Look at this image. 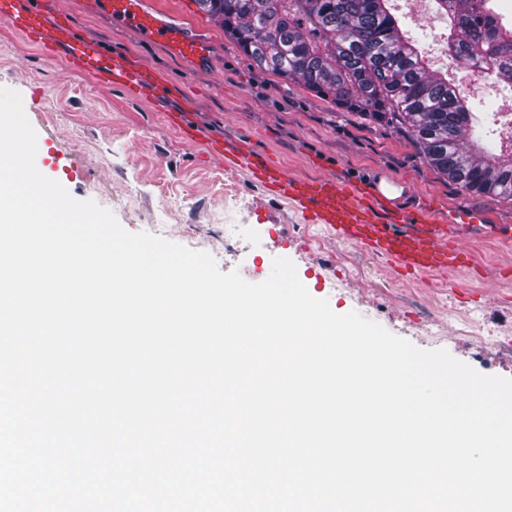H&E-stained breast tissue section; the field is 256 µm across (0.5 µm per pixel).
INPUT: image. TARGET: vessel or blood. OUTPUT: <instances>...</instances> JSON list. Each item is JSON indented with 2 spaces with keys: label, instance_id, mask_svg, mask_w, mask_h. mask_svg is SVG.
<instances>
[{
  "label": "vessel or blood",
  "instance_id": "vessel-or-blood-1",
  "mask_svg": "<svg viewBox=\"0 0 512 512\" xmlns=\"http://www.w3.org/2000/svg\"><path fill=\"white\" fill-rule=\"evenodd\" d=\"M108 4L114 16L140 25L180 53L198 60L206 57L201 40L157 19L142 0H108ZM0 20L45 54L60 57L69 70L108 81L131 94L143 89L145 73L129 69L123 59L104 52L92 39L78 36L67 19L50 21L40 9L19 6L17 0H0ZM223 151L226 164L244 168L253 182L287 200L305 223L323 225L337 237L391 260L401 271L442 275L468 260L456 227L476 223L474 215L460 210L444 221L428 205L411 210L398 207L391 189L377 182L298 178L247 145H227Z\"/></svg>",
  "mask_w": 512,
  "mask_h": 512
}]
</instances>
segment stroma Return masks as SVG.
Wrapping results in <instances>:
<instances>
[{"label": "stroma", "instance_id": "obj_1", "mask_svg": "<svg viewBox=\"0 0 512 512\" xmlns=\"http://www.w3.org/2000/svg\"><path fill=\"white\" fill-rule=\"evenodd\" d=\"M48 17L65 15L80 33L127 62L146 67L170 93L118 87L64 71L10 26L0 23V87L18 92L37 133L35 164L74 198L92 200L129 232H148L213 256L222 272L264 281L277 258L290 259L309 293L338 314L351 311L425 350L444 349L485 375L512 378V346L484 345L463 333H512V239L488 224L512 226V202L461 191L423 159L413 139L257 68L223 26L194 0H148L169 25L208 45L197 61L112 17L103 0H40ZM413 32H426L436 66L448 24L433 0H395ZM184 112L197 131L187 139L169 125ZM245 140L289 174L303 178L401 182L398 204L436 206L440 216H486L463 233L469 269L445 276H403L384 258L304 223L285 200L225 165L213 142Z\"/></svg>", "mask_w": 512, "mask_h": 512}]
</instances>
